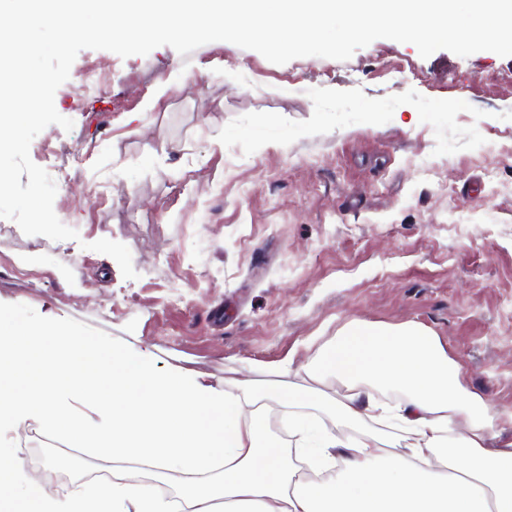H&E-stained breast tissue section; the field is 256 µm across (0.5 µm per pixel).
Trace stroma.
<instances>
[{
	"mask_svg": "<svg viewBox=\"0 0 512 512\" xmlns=\"http://www.w3.org/2000/svg\"><path fill=\"white\" fill-rule=\"evenodd\" d=\"M104 89L55 94L71 131L31 143L75 240L0 219V307L54 316L236 391L305 363L352 321L414 322L512 412V57L378 39L276 65L217 41L187 55L82 50ZM125 244L136 278L89 245ZM34 270L35 284L18 278ZM30 467L99 461L35 419L0 426Z\"/></svg>",
	"mask_w": 512,
	"mask_h": 512,
	"instance_id": "stroma-1",
	"label": "stroma"
}]
</instances>
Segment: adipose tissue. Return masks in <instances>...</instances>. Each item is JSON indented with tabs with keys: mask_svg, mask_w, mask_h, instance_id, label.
I'll return each mask as SVG.
<instances>
[{
	"mask_svg": "<svg viewBox=\"0 0 512 512\" xmlns=\"http://www.w3.org/2000/svg\"><path fill=\"white\" fill-rule=\"evenodd\" d=\"M282 372L274 387L235 395L158 368L150 349L0 310V423L35 417L76 446L94 440L113 461L111 481L61 496L0 448V512H175L157 491L160 475L177 481L185 512H512V440L498 437L499 414L465 389L463 366L427 328L354 322ZM330 382L343 398L325 392ZM389 391L401 400L383 401ZM274 402L292 406L288 425L300 436L311 426L298 410L310 407L398 428L409 442L321 436L298 455L329 476L305 482L270 434Z\"/></svg>",
	"mask_w": 512,
	"mask_h": 512,
	"instance_id": "ef3b65f1",
	"label": "adipose tissue"
}]
</instances>
